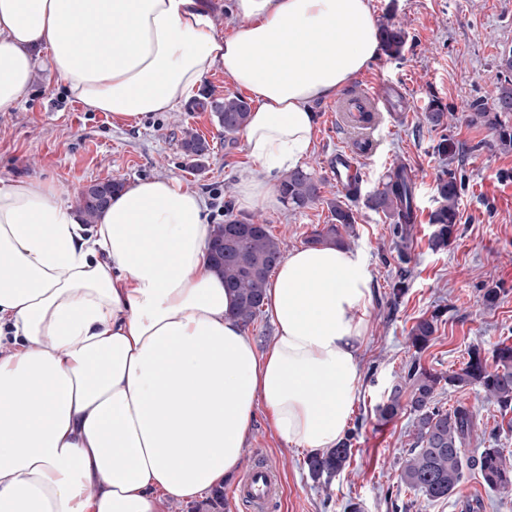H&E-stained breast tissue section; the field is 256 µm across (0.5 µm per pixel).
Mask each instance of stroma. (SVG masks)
<instances>
[{"mask_svg": "<svg viewBox=\"0 0 512 512\" xmlns=\"http://www.w3.org/2000/svg\"><path fill=\"white\" fill-rule=\"evenodd\" d=\"M375 20L393 17L409 34L405 57L378 58L362 74L371 84L390 83L405 97L408 112L375 135V154L362 157L364 195L374 191L393 170L405 166L415 184L419 221L408 246L409 263H401L392 226L362 200L354 203L357 222L349 239L362 250L372 274L368 342L362 353L363 379L353 415V455L346 468L313 480L302 449H284L272 435L265 410H258L254 438L243 463L258 459L279 475L273 512H343L350 498L364 512H468L479 500L484 512H512V493L487 490L471 476L448 500L431 503L413 498L399 485V466L413 442L414 417L402 413L384 422L375 409L412 361L437 372L462 367L471 347L492 349L512 338V205L501 200L512 183V150L496 145L494 129L464 120L474 102L492 106L500 82L498 57L512 47V0H371ZM447 106V130L427 124L422 108L430 99ZM328 103L316 107L317 126L306 167L325 177L326 197H344L330 180L332 157L349 139L348 131L331 119ZM206 138L211 150L202 167H190L179 143L185 129ZM464 148L453 168L464 181L459 199L457 237L448 249L429 246L428 215L435 208V181L442 162L435 151L441 135ZM242 136L225 140L211 112L187 102L180 111L158 112L134 125L113 124L102 112L85 111L65 83L47 72L37 73L12 111L0 112V179L35 176L54 181L65 200L105 179L129 183L138 178L169 176L202 193L211 223H223L225 202L247 172ZM259 219L284 249L303 246L313 230L329 220L326 205L304 209L282 206L260 213ZM404 279L405 295L391 304V284ZM500 288L495 306L482 303L489 287ZM442 311L430 346L415 352L409 332L422 316ZM444 407L463 401L472 406L480 427L498 428V445L512 454V411L500 413L486 404L478 388L439 389Z\"/></svg>", "mask_w": 512, "mask_h": 512, "instance_id": "obj_1", "label": "stroma"}]
</instances>
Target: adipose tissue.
Masks as SVG:
<instances>
[{"instance_id":"obj_1","label":"adipose tissue","mask_w":512,"mask_h":512,"mask_svg":"<svg viewBox=\"0 0 512 512\" xmlns=\"http://www.w3.org/2000/svg\"><path fill=\"white\" fill-rule=\"evenodd\" d=\"M218 31L200 0H0V112L39 67L89 112H175L215 70L248 93L256 174L236 202L281 206L315 107L379 58L370 0H235ZM208 203L136 180L92 226L52 181L0 179V512H157L241 468L258 408L277 440L336 447L360 390L371 274L361 250L306 245L269 279L275 335L231 317Z\"/></svg>"}]
</instances>
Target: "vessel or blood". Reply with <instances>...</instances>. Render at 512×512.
<instances>
[{
	"label": "vessel or blood",
	"mask_w": 512,
	"mask_h": 512,
	"mask_svg": "<svg viewBox=\"0 0 512 512\" xmlns=\"http://www.w3.org/2000/svg\"><path fill=\"white\" fill-rule=\"evenodd\" d=\"M389 104V88L384 84H359L336 98L332 110L337 119L356 132L355 138L343 151L336 153L331 163L337 187L343 188L359 180L355 165L358 159L372 153L371 134L382 124V109ZM277 483V474L273 469L258 467L246 475L239 495L248 499L256 512H268L276 498Z\"/></svg>",
	"instance_id": "obj_1"
}]
</instances>
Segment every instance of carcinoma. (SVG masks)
<instances>
[{
  "label": "carcinoma",
  "mask_w": 512,
  "mask_h": 512,
  "mask_svg": "<svg viewBox=\"0 0 512 512\" xmlns=\"http://www.w3.org/2000/svg\"><path fill=\"white\" fill-rule=\"evenodd\" d=\"M382 55L389 59L403 57L408 32L398 22L387 18L379 24ZM501 73L495 111L489 112L476 102L472 112L464 115L471 124L484 123L497 128V145L512 149V128L503 124L500 113L512 112V49L499 57ZM203 111L215 114L224 136L238 133L246 125L250 104L239 96L222 99L207 97L196 104ZM425 119L434 129L448 128V111L436 99L428 102ZM180 148L191 166L201 165L210 153L208 141L200 134L186 129ZM437 153L451 161L460 153L458 143L444 135L436 145ZM322 179L316 172L302 167L286 173L279 183V192L294 209L306 208L316 202L327 205L330 219L322 228L314 230L305 244H348L352 224L356 223L351 206L337 198H324ZM461 180L451 168H444L436 182L437 207L429 217L433 230L429 246L435 251L448 248L457 237L458 201ZM414 183L405 174L388 180L366 197V206L390 220L396 238L399 258L405 262L407 241L412 235ZM213 242L216 252L213 266L223 276L224 284L235 293L234 316L242 326L250 325L262 310L264 290L269 276L284 256L281 242L266 224L252 218L226 219L214 226ZM440 313L419 318L412 326L408 339L417 351L426 349L438 330ZM464 367L448 375L435 372L412 362L404 371V383L392 387L386 399L378 405L380 419L388 421L407 411L414 415V438L411 448L400 464V483L405 490L428 501L445 500L457 492L465 472L478 474L483 485L495 493L512 492V463L504 451L496 447L497 431L491 430L480 437L473 410L463 403L448 410L439 406L437 390L442 385L457 389L477 386L487 402L502 411L512 410V344L505 342L486 352L473 347L467 352ZM481 439L483 448L470 449L474 439ZM352 437L322 454H311L305 464L310 475L318 479L344 469L351 455Z\"/></svg>",
  "instance_id": "obj_1"
}]
</instances>
